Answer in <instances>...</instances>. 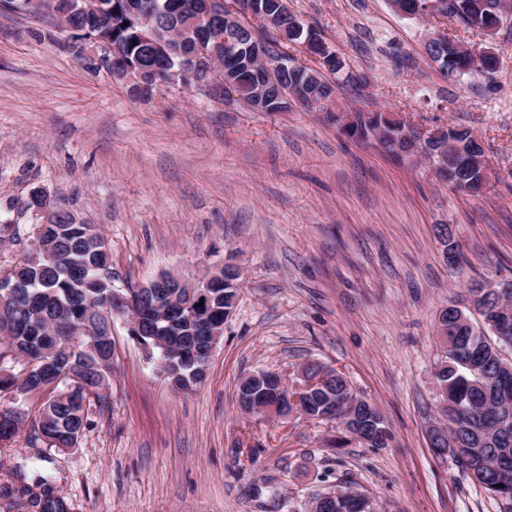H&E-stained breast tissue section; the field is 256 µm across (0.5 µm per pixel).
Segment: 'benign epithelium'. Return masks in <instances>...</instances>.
<instances>
[{
  "label": "benign epithelium",
  "mask_w": 512,
  "mask_h": 512,
  "mask_svg": "<svg viewBox=\"0 0 512 512\" xmlns=\"http://www.w3.org/2000/svg\"><path fill=\"white\" fill-rule=\"evenodd\" d=\"M446 2L444 0H424V3L416 6V16H439L443 14ZM266 23L277 28L279 42L288 44L293 36L298 34L303 23L298 19L291 20L288 25L280 26L277 16L271 15ZM144 27L142 39L145 44L153 48L161 64L166 68V85L180 89L200 92L210 99L224 101V93L232 92L235 87L234 79L230 72L223 68H209L206 77H201V69L217 58L213 48V33L220 31L226 25H241L240 7L227 0H199L198 13L193 26L194 42L191 51L182 55V60L170 62L169 54L164 51L163 42L160 41L156 26L151 21L143 20ZM62 26L72 32V43L81 47V58L95 67L105 70H114L120 80L133 93L134 97L142 101H150L156 93L145 90L141 74L128 65L122 55L112 45L107 37L99 35L90 38H82V31L76 29L68 19H63ZM498 26H490L480 29V32L488 40L484 46H465L456 44L453 57L456 59H468L470 57L492 56L499 57L495 48V36ZM323 69L311 67L301 69L295 76V83L290 88L289 95L285 96L287 103L296 101L311 82L322 79ZM326 111L331 113L336 128L342 135L355 141L373 144L381 149L389 146L394 148L397 159L406 165H414L421 150L430 152L432 156L433 170L451 172L457 176L456 186L470 195H482L486 192L492 181V172L487 158L485 145L476 135H471V140L458 142L448 140V145L432 148L428 145L430 134L416 127L401 114H394L400 133L397 135H383L368 131L356 111L341 110L336 106V97L325 101ZM238 278L237 270L231 267H221L208 272L204 277L194 282H184L168 275H161L147 285L137 290V307H150L161 310V320L167 324H173L172 317L176 314L192 326V333L199 336L205 345V357L201 362V371L208 370V363L215 346L224 333V321H211L207 319V310L210 307L211 291L222 286H235ZM304 383L288 385V380L275 372H263L261 376L274 380L277 390L268 393L254 387L249 379H244L238 391V402L241 409L247 413L260 412L271 418L286 419L297 412L305 413L302 402L303 394L313 387L321 385L325 379V372H318V376L312 378L305 374V368H300ZM430 444L440 446L448 443L454 454L459 458L471 459V449L464 447L462 440L454 435L447 436V429L433 428L429 432Z\"/></svg>",
  "instance_id": "obj_1"
}]
</instances>
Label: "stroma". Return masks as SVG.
Here are the masks:
<instances>
[{
  "instance_id": "obj_1",
  "label": "stroma",
  "mask_w": 512,
  "mask_h": 512,
  "mask_svg": "<svg viewBox=\"0 0 512 512\" xmlns=\"http://www.w3.org/2000/svg\"><path fill=\"white\" fill-rule=\"evenodd\" d=\"M288 6L345 58L342 104L385 107L424 129L470 128L494 182L464 196L298 106L254 112L173 88L136 100L77 60L47 15L0 9V270L32 247L41 215L29 200L40 189L103 234L119 292L220 265L239 272L201 387L172 391L114 316L106 400L89 407L77 446L21 432L0 451V488L36 492L45 478L72 512H305L352 482L380 512H499L434 454L428 430L439 310L473 315L472 284L512 281V5L497 72L473 80L448 78L426 49L439 31L481 44L457 18L408 20L388 0ZM444 224L462 258L454 267ZM312 359L377 406L389 447L337 454L336 421L240 411L244 377L293 381Z\"/></svg>"
}]
</instances>
